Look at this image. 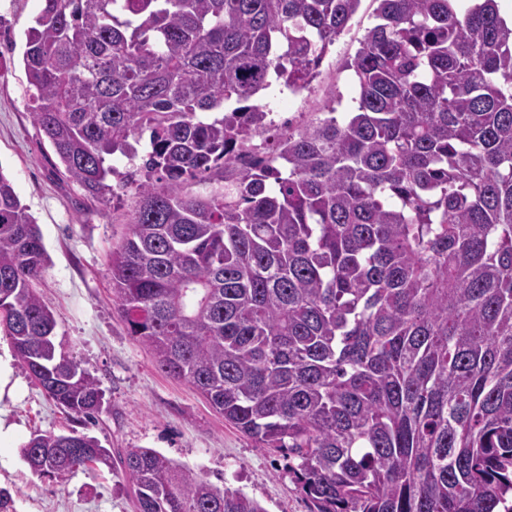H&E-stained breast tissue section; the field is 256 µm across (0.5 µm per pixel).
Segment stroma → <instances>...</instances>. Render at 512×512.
<instances>
[{
  "mask_svg": "<svg viewBox=\"0 0 512 512\" xmlns=\"http://www.w3.org/2000/svg\"><path fill=\"white\" fill-rule=\"evenodd\" d=\"M375 8L374 0H362L308 88L294 94L274 87L260 96L263 105L280 96L275 121L303 128L330 102L336 118H345L358 91L344 64L374 25ZM40 9L41 0H0V170L35 218L50 256L36 288L56 316V342L98 379L105 403L95 424L73 421L20 361H13L23 395L9 406L18 435L0 464V488L10 491L16 512H135L121 463L97 465L63 481L31 474L20 445L39 431L74 429L116 453L156 449L214 484L258 500L267 512H310L282 453L258 447L225 423L189 382L161 372L152 354L129 336L114 306L108 263L128 232L136 197L129 189L113 199L88 200L63 176L62 164L34 124L22 58L25 31Z\"/></svg>",
  "mask_w": 512,
  "mask_h": 512,
  "instance_id": "1",
  "label": "stroma"
}]
</instances>
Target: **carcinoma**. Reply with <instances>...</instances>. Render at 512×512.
<instances>
[{
  "label": "carcinoma",
  "instance_id": "1",
  "mask_svg": "<svg viewBox=\"0 0 512 512\" xmlns=\"http://www.w3.org/2000/svg\"><path fill=\"white\" fill-rule=\"evenodd\" d=\"M377 2L345 64L354 112L248 164L275 128L257 97L312 82L361 0H41L31 115L86 197L135 190L109 259L129 335L295 460L311 512H512V24L498 0ZM219 169L222 188L184 191ZM49 262L0 169V329L94 420L99 381L57 355L33 288ZM21 454L56 480L112 461L75 431ZM120 462L136 512H267L153 448Z\"/></svg>",
  "mask_w": 512,
  "mask_h": 512
}]
</instances>
